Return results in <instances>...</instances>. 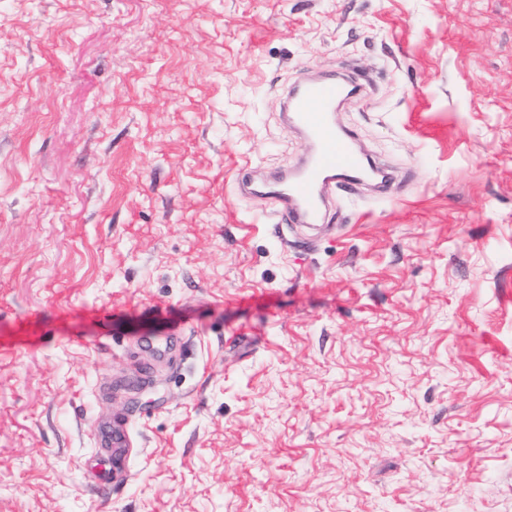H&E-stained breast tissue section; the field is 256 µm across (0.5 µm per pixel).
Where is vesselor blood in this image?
<instances>
[{"instance_id": "b4317fda", "label": "vessel or blood", "mask_w": 512, "mask_h": 512, "mask_svg": "<svg viewBox=\"0 0 512 512\" xmlns=\"http://www.w3.org/2000/svg\"><path fill=\"white\" fill-rule=\"evenodd\" d=\"M345 84L328 78H300L287 91L283 117L310 147L304 162L295 171L272 173L269 183L275 189L279 206L272 214L275 224H316L322 219L324 189L336 175H349L364 166L354 150L350 135L337 129L336 101Z\"/></svg>"}]
</instances>
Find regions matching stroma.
Instances as JSON below:
<instances>
[{
	"instance_id": "35a3bbf8",
	"label": "stroma",
	"mask_w": 512,
	"mask_h": 512,
	"mask_svg": "<svg viewBox=\"0 0 512 512\" xmlns=\"http://www.w3.org/2000/svg\"><path fill=\"white\" fill-rule=\"evenodd\" d=\"M0 512H512V0H0ZM346 85L335 78H300L287 91L283 117L309 144L304 162L289 175L272 173L269 183L279 198L272 214L273 224H318L325 206L324 188L337 176L355 185L349 174L360 171L365 163L353 149L351 136L339 131L334 120L336 100Z\"/></svg>"
}]
</instances>
